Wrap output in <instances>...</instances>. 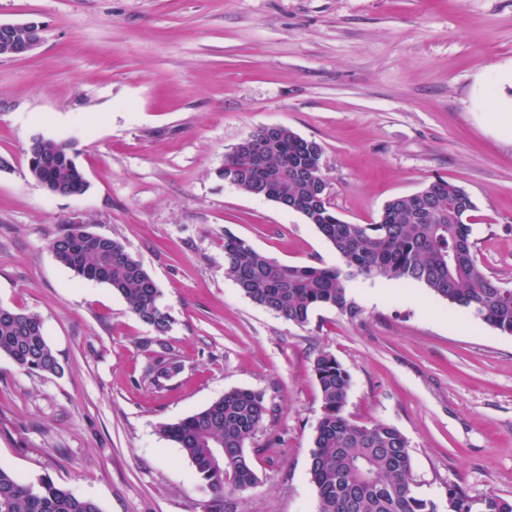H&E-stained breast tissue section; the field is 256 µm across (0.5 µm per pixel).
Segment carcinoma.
I'll return each instance as SVG.
<instances>
[{
	"label": "carcinoma",
	"instance_id": "1",
	"mask_svg": "<svg viewBox=\"0 0 512 512\" xmlns=\"http://www.w3.org/2000/svg\"><path fill=\"white\" fill-rule=\"evenodd\" d=\"M30 176L63 195L87 188L71 145L41 137L31 145ZM224 179L241 191L262 194L315 225L343 262L341 267L290 265L224 236V261L238 288L253 303L298 325L317 308L331 307L350 319L361 315L347 283L354 277L419 283L448 303L498 331L512 335V288L479 265L468 224L476 204L461 186L438 179L426 188L388 201L372 224H350L321 190L323 148L286 126L258 129L224 156ZM55 259L85 281L104 284L125 300L129 312L164 336L172 318L160 304L161 290L143 263L119 239L98 236L85 224H69L53 240ZM158 348H152V345ZM152 354L146 370L157 388L179 373L182 360L159 341H143ZM32 373L61 374L40 320L0 305V355ZM322 406L309 475L318 512H438L417 492L409 443L395 426L360 425L345 413L349 372L328 352L313 362ZM274 413L265 393L234 389L202 409L161 426V435L181 448L211 492L204 512H224L227 498L255 487L259 478L247 445ZM0 512H102L98 504L43 479L38 486L0 467ZM446 512H512V501L473 498L448 485Z\"/></svg>",
	"mask_w": 512,
	"mask_h": 512
}]
</instances>
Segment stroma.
<instances>
[{"mask_svg": "<svg viewBox=\"0 0 512 512\" xmlns=\"http://www.w3.org/2000/svg\"><path fill=\"white\" fill-rule=\"evenodd\" d=\"M43 41L0 56V304L36 315L62 374L0 355V466L49 479L102 512H203L210 498L160 434L224 392L275 409L249 453L258 484L229 512H317L309 465L321 393L313 362L350 373L346 412L408 439L420 494L448 484L512 500V335L420 284L362 313L295 325L254 304L224 265L232 234L286 264L340 258L300 214L224 181V155L262 126L324 149L337 215L377 220L442 178L472 195L474 252L512 288V0H0V23ZM72 143L90 183L34 181L33 137ZM123 241L150 271L183 369L156 388L152 326L50 244L66 219ZM17 31H23L24 37L14 40V34ZM43 29L35 22L27 23H0V41H11V49L9 56L25 57L30 54L43 40Z\"/></svg>", "mask_w": 512, "mask_h": 512, "instance_id": "35a3bbf8", "label": "stroma"}]
</instances>
